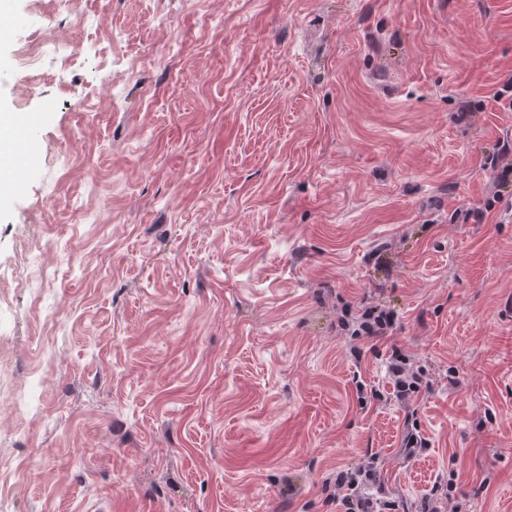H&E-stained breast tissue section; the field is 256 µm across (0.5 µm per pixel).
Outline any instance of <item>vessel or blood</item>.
I'll return each mask as SVG.
<instances>
[{
	"instance_id": "vessel-or-blood-1",
	"label": "vessel or blood",
	"mask_w": 512,
	"mask_h": 512,
	"mask_svg": "<svg viewBox=\"0 0 512 512\" xmlns=\"http://www.w3.org/2000/svg\"><path fill=\"white\" fill-rule=\"evenodd\" d=\"M41 113H33L22 127H14L10 115L0 116V173L12 184L24 182L40 163V146L33 131Z\"/></svg>"
}]
</instances>
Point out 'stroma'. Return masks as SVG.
Wrapping results in <instances>:
<instances>
[{
	"label": "stroma",
	"mask_w": 512,
	"mask_h": 512,
	"mask_svg": "<svg viewBox=\"0 0 512 512\" xmlns=\"http://www.w3.org/2000/svg\"><path fill=\"white\" fill-rule=\"evenodd\" d=\"M9 10L0 111L43 116L0 188L9 512H339L325 484L369 451L393 512L440 479L512 512V182L484 167L512 0ZM39 264L64 275L30 287ZM365 299L397 318L357 362L338 318ZM394 345L426 381L411 461L405 408L355 390L391 392ZM429 441L419 432L415 420L402 440L403 453L406 459L418 458L429 450Z\"/></svg>",
	"instance_id": "obj_1"
}]
</instances>
